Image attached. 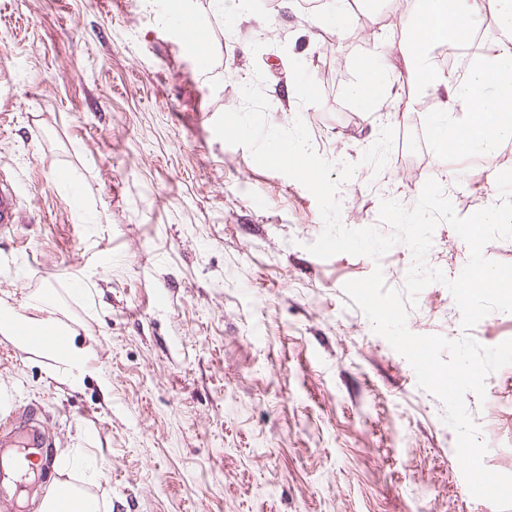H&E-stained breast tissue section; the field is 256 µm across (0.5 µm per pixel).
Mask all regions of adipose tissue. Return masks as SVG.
Returning a JSON list of instances; mask_svg holds the SVG:
<instances>
[{"label":"adipose tissue","mask_w":512,"mask_h":512,"mask_svg":"<svg viewBox=\"0 0 512 512\" xmlns=\"http://www.w3.org/2000/svg\"><path fill=\"white\" fill-rule=\"evenodd\" d=\"M488 9L499 35L476 54L467 77L435 68L429 60L431 50L448 43L460 24L475 25ZM404 12L402 41L381 45L370 56L363 82L352 90L353 98L363 109H370L371 91H388L398 77L420 90L442 92L433 120L439 152L492 153L502 137L512 134V0H406ZM396 51L404 62L400 72L390 62ZM41 331L55 336L54 341L42 344V356L61 366L68 384H79L91 350L45 315L40 304H29L24 313L9 310L0 319V337L24 349L32 348L34 333Z\"/></svg>","instance_id":"adipose-tissue-1"}]
</instances>
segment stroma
<instances>
[{"instance_id":"35a3bbf8","label":"stroma","mask_w":512,"mask_h":512,"mask_svg":"<svg viewBox=\"0 0 512 512\" xmlns=\"http://www.w3.org/2000/svg\"><path fill=\"white\" fill-rule=\"evenodd\" d=\"M193 10L212 59L200 73L140 0H0V172L29 210L0 237V304L46 295L92 352L74 388L0 338V421L44 411L53 455L83 449L102 479L76 480L112 512H485L443 403L343 290L377 269L403 289L410 248L313 256L314 196L213 124L262 71L271 125L302 118L316 154L356 164L338 190L342 225L385 234L381 201L413 207L431 178L458 216L502 203L512 138L489 157L438 155L428 113L400 85L360 109L357 62L394 40L395 12L370 11L353 41L285 0ZM387 126L377 173L360 158ZM469 257L440 223L427 267L453 280ZM72 264L85 293L29 283L37 268ZM461 320L433 283L407 327L453 340ZM466 405L485 467L512 475V365Z\"/></svg>"}]
</instances>
